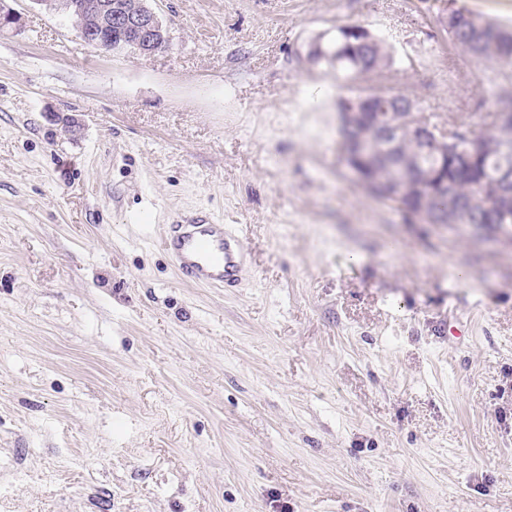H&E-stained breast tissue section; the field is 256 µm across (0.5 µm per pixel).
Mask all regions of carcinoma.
<instances>
[{
    "label": "carcinoma",
    "mask_w": 512,
    "mask_h": 512,
    "mask_svg": "<svg viewBox=\"0 0 512 512\" xmlns=\"http://www.w3.org/2000/svg\"><path fill=\"white\" fill-rule=\"evenodd\" d=\"M84 9L71 18L78 27H95L102 0H81ZM448 41L461 47L484 64H512V31L484 21L467 12L450 9L441 17ZM306 58L314 64L324 63L336 70V76L354 80L361 75H383L395 64L388 44L361 24L336 27V35L324 42L308 44ZM337 112L355 110L359 116L342 122L341 145L363 140L370 154H382L387 174L399 179L425 182L417 204L433 222L444 224H512V122H502L501 113L512 115V96H498L482 117L480 128L461 125L448 128L426 119L433 134L445 139L448 134L462 133L486 143L484 150L472 157L443 155L425 151L417 134L405 130L390 150L381 152L377 142L378 127L360 116L362 112L421 111L418 103L406 96L383 99L377 93L357 91L338 98Z\"/></svg>",
    "instance_id": "obj_1"
}]
</instances>
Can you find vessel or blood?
Here are the masks:
<instances>
[{"label": "vessel or blood", "instance_id": "1", "mask_svg": "<svg viewBox=\"0 0 512 512\" xmlns=\"http://www.w3.org/2000/svg\"><path fill=\"white\" fill-rule=\"evenodd\" d=\"M161 244L181 279L193 285L229 289L242 280L246 260L240 237L206 212L166 225Z\"/></svg>", "mask_w": 512, "mask_h": 512}]
</instances>
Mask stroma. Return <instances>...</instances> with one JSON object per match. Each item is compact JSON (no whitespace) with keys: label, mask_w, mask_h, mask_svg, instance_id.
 <instances>
[{"label":"stroma","mask_w":512,"mask_h":512,"mask_svg":"<svg viewBox=\"0 0 512 512\" xmlns=\"http://www.w3.org/2000/svg\"><path fill=\"white\" fill-rule=\"evenodd\" d=\"M5 6L0 512H512V226L372 198L305 56L364 25L395 64L357 87L474 126L512 65L439 20L512 30V0H153L150 55ZM197 209L243 242L234 291L159 244ZM451 44L484 64H512V31L467 12L450 9L440 19Z\"/></svg>","instance_id":"35a3bbf8"}]
</instances>
